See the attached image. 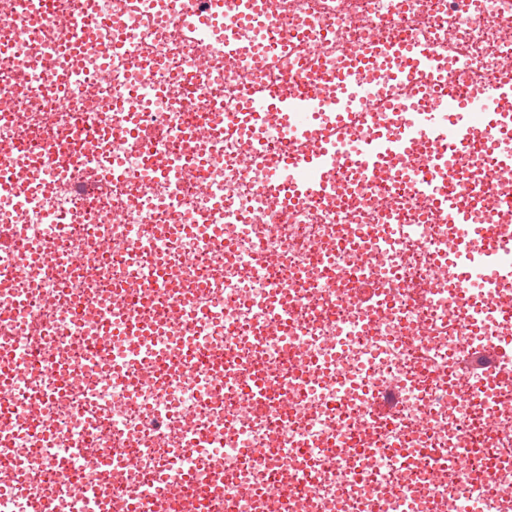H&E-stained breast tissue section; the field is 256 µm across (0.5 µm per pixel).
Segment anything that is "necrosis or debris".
<instances>
[{"instance_id": "4bbe7bcc", "label": "necrosis or debris", "mask_w": 512, "mask_h": 512, "mask_svg": "<svg viewBox=\"0 0 512 512\" xmlns=\"http://www.w3.org/2000/svg\"><path fill=\"white\" fill-rule=\"evenodd\" d=\"M0 0V385L22 493L0 512H80L87 486H128L139 512H512V358L495 347L512 285L480 296L443 262L451 220L390 166H339L335 194L285 207L268 173L290 144L242 110L350 46L414 39L464 93L512 76V0H263L256 24L224 0H50L29 28ZM264 35L260 60L226 50ZM460 171L497 199L476 222L512 241V183L492 155ZM373 301H364L362 288ZM134 317L166 368L116 381ZM238 378L184 373L183 337ZM268 385L251 400L252 379ZM180 494L159 506L168 449ZM85 450L83 460L70 450ZM224 479L211 482L214 461ZM68 462L72 485L58 484Z\"/></svg>"}]
</instances>
